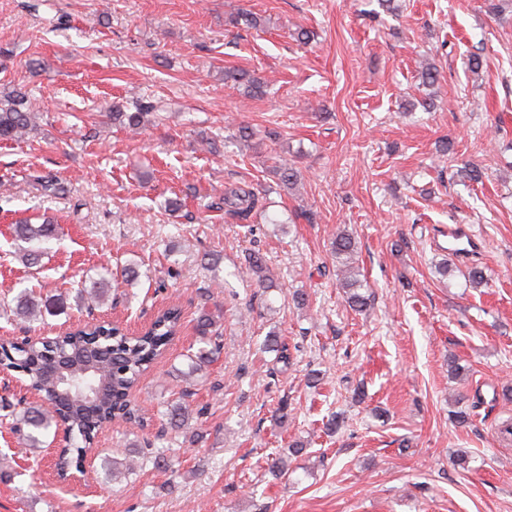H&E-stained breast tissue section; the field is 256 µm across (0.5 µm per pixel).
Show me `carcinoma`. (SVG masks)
Segmentation results:
<instances>
[{"label":"carcinoma","mask_w":512,"mask_h":512,"mask_svg":"<svg viewBox=\"0 0 512 512\" xmlns=\"http://www.w3.org/2000/svg\"><path fill=\"white\" fill-rule=\"evenodd\" d=\"M224 82L244 89L247 97L266 93V82L246 72L227 70ZM153 111L149 102L136 101L130 106L114 104L108 107L112 123L130 132H139L148 122ZM39 113L29 95L18 89L0 90V140L16 141L28 137L37 129ZM280 182L291 188L298 183V171L282 160L275 166ZM260 202L258 194L243 187L224 189V214L230 218L245 220ZM56 225L45 219L33 224L27 218L13 225L17 242L25 243L19 248L22 259L30 266L39 265L41 245L56 236ZM333 252L348 268L344 287L349 289L348 302L353 309L361 311L370 303L369 296L359 292L361 281L354 277L355 242L345 231L336 234ZM245 269L257 277V283L266 281L263 258L248 255ZM112 277L102 275L77 294V302L91 310L103 304L111 291ZM15 317L26 323L39 322L45 315L57 316L67 309V300L61 296L42 299L25 288L14 299ZM214 322L209 314L201 312L196 329L202 347L186 355L188 370L181 373L187 385H193L204 364L214 361L221 352L220 344L212 341ZM182 312L172 305L157 312L150 325L136 334H129L119 324L77 327L65 334L48 340L34 339L17 344L10 338L0 340V367L19 372L24 383L36 391L41 404L12 412L11 429L23 434L29 448H39L42 438L59 425L67 427L70 443L65 449V460L73 466L83 449L91 446L98 432L112 421L139 424L143 421L134 393L142 377L163 357L175 336L181 330ZM188 390L167 401L164 413L166 423L156 441L163 445L173 440L194 412L184 397ZM166 464L164 451L157 449L136 458H127L112 464V476L119 469L131 473L146 462Z\"/></svg>","instance_id":"cac0c4a2"}]
</instances>
